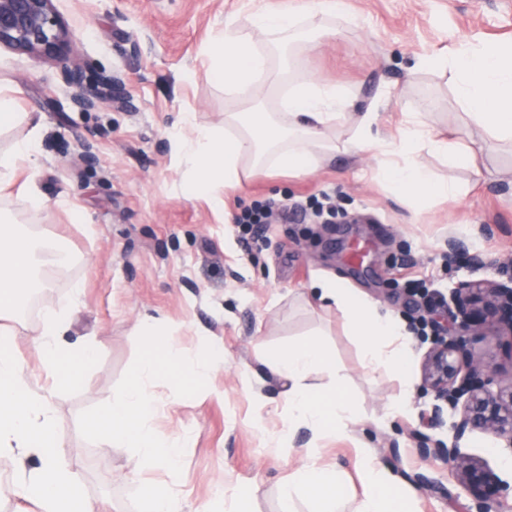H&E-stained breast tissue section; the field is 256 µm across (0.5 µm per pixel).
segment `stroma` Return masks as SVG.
<instances>
[{"instance_id":"obj_1","label":"stroma","mask_w":512,"mask_h":512,"mask_svg":"<svg viewBox=\"0 0 512 512\" xmlns=\"http://www.w3.org/2000/svg\"><path fill=\"white\" fill-rule=\"evenodd\" d=\"M298 0H57L69 22L78 57L96 70L119 73L134 105L124 112L103 105L73 112L56 64L0 49V85L25 120L0 130V152L36 137L40 165L34 176L38 210L0 198V212L32 234L59 236L64 268L44 266L48 288L41 308L68 316L62 342L65 367L78 379L53 400L64 458L83 479L98 512H138L143 479L168 481L166 471L145 473L135 449L100 447L85 420L124 393L144 356L142 327L163 319L187 362L224 350L213 395L193 382L154 388L161 409L155 429L187 437L177 489L191 512H221L216 484H259L256 512H281L285 484L315 445L322 461L338 465V491L354 512L363 486L357 457L366 454L414 488V512H475V503L442 461L421 449L451 442L457 410L431 426L432 402L422 381L424 358L451 317L448 295L458 284L498 278L512 268V148L491 147L483 131L467 126L448 75L413 71L415 61L446 55L457 41L512 44V0H345L336 29L306 42L294 67L315 80L338 83L357 98V111L376 105L378 127L395 138L423 101L425 120L451 142L479 152L476 167L421 154L434 177L458 186L462 203L434 202L426 223H415L409 204L385 186L372 151L339 155L308 175L288 171L244 182L225 209L190 197L188 163L171 147L183 113L220 128L242 103L227 98L213 76L209 54L224 21L247 20L266 8L294 9ZM96 161H79L82 142ZM273 202L259 241L245 243L235 222L244 209ZM84 222H76L74 213ZM457 250H450L449 241ZM335 280L401 323L397 339L404 371L367 373L359 337L336 309L321 308L315 284ZM81 303L73 305V284ZM315 341L336 371L358 423L313 438L296 428L289 441L272 442L288 421L283 380L263 365L269 349ZM98 354L82 364L80 350ZM488 362L491 390L512 386V340L486 336L469 345ZM463 453L485 461L508 487L497 512H512V451L492 434L475 431Z\"/></svg>"}]
</instances>
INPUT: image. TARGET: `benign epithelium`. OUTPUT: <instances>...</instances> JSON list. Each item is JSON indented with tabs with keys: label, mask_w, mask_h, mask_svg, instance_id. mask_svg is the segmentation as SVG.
Returning a JSON list of instances; mask_svg holds the SVG:
<instances>
[{
	"label": "benign epithelium",
	"mask_w": 512,
	"mask_h": 512,
	"mask_svg": "<svg viewBox=\"0 0 512 512\" xmlns=\"http://www.w3.org/2000/svg\"><path fill=\"white\" fill-rule=\"evenodd\" d=\"M74 32L55 6V0H0V48L54 62L62 83L73 89L70 107L89 112L103 104L132 112L123 80L112 73H94L86 61L73 57ZM501 280L459 284L451 292L454 334L435 338L423 364V385L433 394L427 413L439 425L448 406H461L446 448H423L425 458L450 465L471 493L476 512H492L506 488L500 476L483 461L465 455L459 442L474 431L489 432L512 450V386L492 392L486 388L488 364L467 359V345L494 328L512 337V270Z\"/></svg>",
	"instance_id": "benign-epithelium-1"
}]
</instances>
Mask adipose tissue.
<instances>
[{
	"label": "adipose tissue",
	"mask_w": 512,
	"mask_h": 512,
	"mask_svg": "<svg viewBox=\"0 0 512 512\" xmlns=\"http://www.w3.org/2000/svg\"><path fill=\"white\" fill-rule=\"evenodd\" d=\"M341 0H302L292 12L266 11L249 23L230 17L224 21V34L213 43L214 74L223 83L227 96L246 102L244 112L224 115V127L217 130L196 122L193 114L182 118L183 131L172 134L173 149L192 168L188 196H207L215 208H223L229 192L244 181L284 168L299 175L314 171L322 161L336 154L354 155L371 149L386 181L400 189L414 209L416 219H424L429 205L438 199L458 198L459 189L435 179L418 163L422 152L452 154L470 162L474 151L448 142L434 134L420 119H411L399 141L389 142L374 135L378 115L362 113L353 134L336 141L332 130L341 123L351 106V97L336 84L312 80L296 74L282 109L287 120H279L265 108L251 106L257 83L268 77L269 57L253 39V28L280 36L282 52H290L305 30L322 29L326 18L342 15ZM425 66L451 74L454 95L468 123L481 128L491 141L512 144V46L496 43L474 44L458 41L446 58H428ZM52 251L55 263L65 254L51 238H35L9 222L0 223V335H16L15 318L24 298L32 290L46 287L38 275L39 250ZM321 306L336 307L349 321L355 335L361 336L367 368L401 369L405 355L392 339L399 328L392 316L382 315L368 302L325 280L319 285ZM64 323L61 312L46 310L34 348L45 381L31 378L18 357L0 355V453L17 459L36 455L37 467H19L10 481L0 483V498L19 495L35 502L41 512H94L83 491L81 476L67 464L57 430L53 398L65 382L59 374L64 347L60 334ZM152 335L147 345L160 349L167 363L145 356L125 393L105 411L87 423L104 447L125 444L137 451L142 470L163 469L176 474L182 441L166 438L152 426L155 405L151 384L165 377V364L180 365L174 339L160 319H152ZM268 363L289 384L288 425L303 426L312 434L325 432L329 425L348 420V406L336 391L320 392L315 378L329 370L323 347L314 341L285 350L266 353ZM222 358H210L189 366L180 365L185 378L207 388ZM307 461L288 479L285 500L298 492L309 494L315 512H343L336 490L334 468L321 465L315 449L305 451ZM367 492L357 512H408L412 489L398 487L386 467L363 459Z\"/></svg>",
	"instance_id": "1"
}]
</instances>
